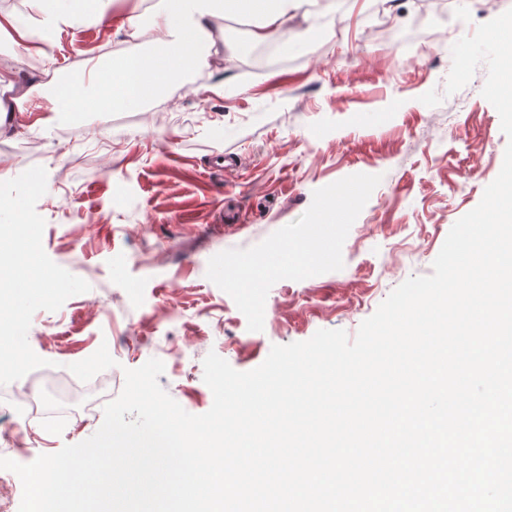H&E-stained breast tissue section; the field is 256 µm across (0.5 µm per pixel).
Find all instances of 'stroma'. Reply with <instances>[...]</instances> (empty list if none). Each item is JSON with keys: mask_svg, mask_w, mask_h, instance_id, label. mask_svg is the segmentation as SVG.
I'll list each match as a JSON object with an SVG mask.
<instances>
[{"mask_svg": "<svg viewBox=\"0 0 512 512\" xmlns=\"http://www.w3.org/2000/svg\"><path fill=\"white\" fill-rule=\"evenodd\" d=\"M512 8V0H315L300 21L309 42L277 44L251 72L252 18L227 20L240 52L200 63L147 112H85L0 137V196L26 207L39 266L53 297L25 304L31 360L0 370V396L45 405L72 393L110 402L124 372L163 361L158 382L184 410L206 413L213 394L203 360L216 353L245 372L272 345L321 329L355 336L407 278L428 275L454 223L499 174L507 138L482 96L486 65L445 94L459 32ZM115 24L62 32L49 57L5 40L37 112L61 80L89 73L106 47L125 44ZM443 92L434 107L421 103ZM365 173L381 182L351 226L342 270L270 289L264 329L252 332L233 299L206 276L208 261L249 248L300 218L316 189ZM107 345L115 367L80 381L72 363ZM102 410L67 428L25 427L21 464L92 436Z\"/></svg>", "mask_w": 512, "mask_h": 512, "instance_id": "1", "label": "stroma"}]
</instances>
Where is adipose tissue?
I'll return each instance as SVG.
<instances>
[{
  "mask_svg": "<svg viewBox=\"0 0 512 512\" xmlns=\"http://www.w3.org/2000/svg\"><path fill=\"white\" fill-rule=\"evenodd\" d=\"M300 0H167L152 32L140 24L143 0H25L27 16L0 12V39L29 53L47 54L57 34L74 28L80 18H109L118 5L121 31L131 37L148 36L156 52L115 53L95 68L89 79L65 80L48 98L52 118L77 112L136 111L169 83L193 69L201 59L224 55L232 59L234 46H219L222 21L238 15L256 18L252 43L277 39H315V31L297 22Z\"/></svg>",
  "mask_w": 512,
  "mask_h": 512,
  "instance_id": "obj_1",
  "label": "adipose tissue"
}]
</instances>
